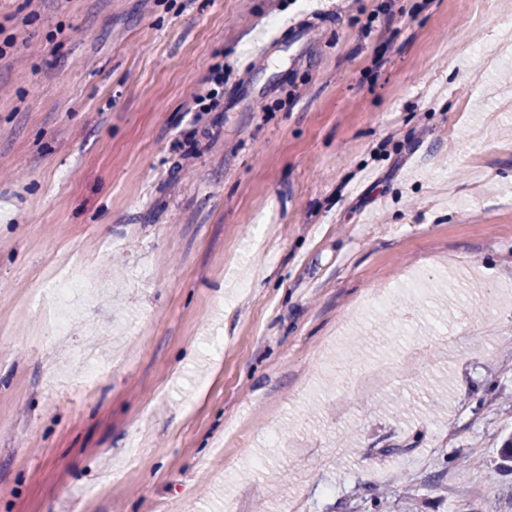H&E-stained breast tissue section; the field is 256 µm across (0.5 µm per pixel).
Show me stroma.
Returning <instances> with one entry per match:
<instances>
[{"label":"stroma","instance_id":"35a3bbf8","mask_svg":"<svg viewBox=\"0 0 512 512\" xmlns=\"http://www.w3.org/2000/svg\"><path fill=\"white\" fill-rule=\"evenodd\" d=\"M510 19L0 0V512H512Z\"/></svg>","mask_w":512,"mask_h":512}]
</instances>
